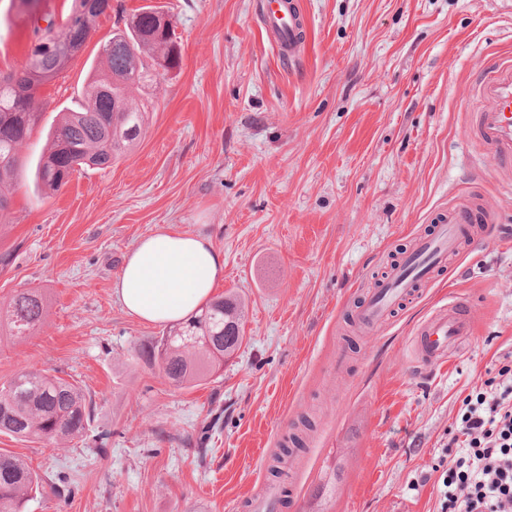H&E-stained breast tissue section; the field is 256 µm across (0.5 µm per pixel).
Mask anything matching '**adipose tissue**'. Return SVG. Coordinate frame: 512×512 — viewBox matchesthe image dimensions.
Segmentation results:
<instances>
[{
	"instance_id": "adipose-tissue-1",
	"label": "adipose tissue",
	"mask_w": 512,
	"mask_h": 512,
	"mask_svg": "<svg viewBox=\"0 0 512 512\" xmlns=\"http://www.w3.org/2000/svg\"><path fill=\"white\" fill-rule=\"evenodd\" d=\"M224 282V254L206 236L166 226L129 250L112 293L147 323L186 321Z\"/></svg>"
}]
</instances>
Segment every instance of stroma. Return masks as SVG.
<instances>
[{
  "instance_id": "35a3bbf8",
  "label": "stroma",
  "mask_w": 512,
  "mask_h": 512,
  "mask_svg": "<svg viewBox=\"0 0 512 512\" xmlns=\"http://www.w3.org/2000/svg\"><path fill=\"white\" fill-rule=\"evenodd\" d=\"M293 57L266 32L260 0H111L39 121L0 214V301L41 289L36 336L0 346V383L48 370L95 406L82 437L0 434L51 488L27 512H250L272 485L278 512H439L435 467L456 454L464 399L512 361V165L477 130V84L512 58V0H295ZM151 6L173 21L181 61L148 90L137 146L61 189L35 171L61 111L76 107L100 46ZM33 19L0 0V70L28 61ZM463 200L490 214L389 320L347 317L390 256ZM210 238L222 293L246 302L244 340L207 384L179 389L138 354L166 332L112 295L125 256L160 227ZM454 297L474 334L418 373L410 338ZM315 423L287 476L268 465L292 425ZM424 486L413 487L418 476Z\"/></svg>"
}]
</instances>
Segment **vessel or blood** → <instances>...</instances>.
Wrapping results in <instances>:
<instances>
[{
	"instance_id": "b4317fda",
	"label": "vessel or blood",
	"mask_w": 512,
	"mask_h": 512,
	"mask_svg": "<svg viewBox=\"0 0 512 512\" xmlns=\"http://www.w3.org/2000/svg\"><path fill=\"white\" fill-rule=\"evenodd\" d=\"M263 23L285 56L296 50L298 26L302 18L289 0H262ZM485 106L479 113V131L486 143L493 145L505 160L512 161V63L500 64L479 88ZM486 213L465 201L449 211L432 232L418 236L411 247L386 273L355 311L354 323L373 329L383 323L396 306L411 298L417 283L436 269L446 266L449 258L464 243L477 235V222ZM472 334L471 317L461 301L453 300L435 309L414 330L411 338L415 368H432L449 362Z\"/></svg>"
}]
</instances>
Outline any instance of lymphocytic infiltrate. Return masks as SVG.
<instances>
[{"instance_id": "obj_1", "label": "lymphocytic infiltrate", "mask_w": 512, "mask_h": 512, "mask_svg": "<svg viewBox=\"0 0 512 512\" xmlns=\"http://www.w3.org/2000/svg\"><path fill=\"white\" fill-rule=\"evenodd\" d=\"M460 452L440 458L439 512H512V366L496 390L466 398Z\"/></svg>"}]
</instances>
